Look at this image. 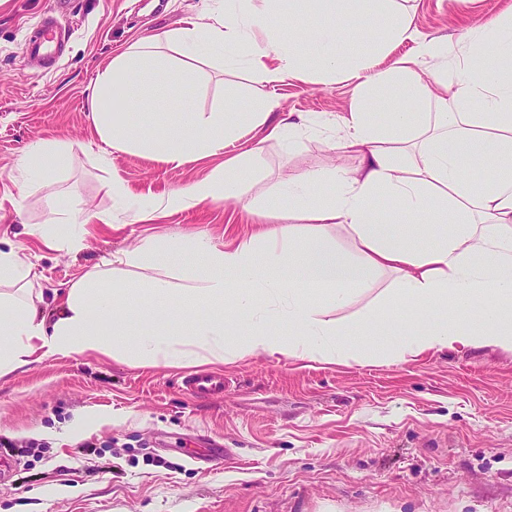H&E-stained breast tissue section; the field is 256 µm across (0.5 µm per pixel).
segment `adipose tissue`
Returning a JSON list of instances; mask_svg holds the SVG:
<instances>
[{"label":"adipose tissue","mask_w":512,"mask_h":512,"mask_svg":"<svg viewBox=\"0 0 512 512\" xmlns=\"http://www.w3.org/2000/svg\"><path fill=\"white\" fill-rule=\"evenodd\" d=\"M305 11L311 27L295 26ZM385 18L376 26V18ZM361 26L372 56L353 60L339 46L346 28ZM318 40L316 55L298 52ZM412 40L416 60L373 72L376 57ZM493 52L488 68L474 62ZM225 65L273 85L285 77L316 72L356 80L349 112L336 118L338 150L355 154L351 169H309L290 176L279 191L288 202V226L232 244L204 235L183 242L146 241L103 259L72 283L52 317L41 307L34 264L22 248L0 247V378L55 357L97 353L141 366L233 364L255 354L340 363L349 336H367L381 312L401 316L413 309L435 314L396 347H371L372 355L399 362L435 350L495 347L512 350V10L486 28L468 33L457 48L423 37L398 0H209L186 25L143 38L113 59L91 88L90 117L110 148L144 151L175 165L223 151L242 130L262 125L277 101L260 94L248 108L187 111L177 125L157 129L130 121L153 109L152 87L180 92L186 76ZM400 89L417 109L379 115L375 102ZM69 158L66 147L40 142L23 152L20 168L48 180ZM252 150L208 179L169 193L168 209L212 200H242L241 174L260 162ZM492 164L476 181L466 168ZM330 184V193L315 189ZM391 198L407 218L393 232L376 200ZM113 214L70 216L67 231L41 229L47 245L78 250L84 224L112 223ZM344 230L353 251L336 250L331 229ZM173 257L175 275L154 274L160 255ZM140 270L137 283L125 268ZM394 279L375 305L346 319L332 311L371 290L379 276ZM212 300L206 314L190 312L180 292ZM144 306L134 327L122 307L130 297ZM481 302V323L471 307ZM238 330H231L225 313ZM169 316L181 323L166 324Z\"/></svg>","instance_id":"ef3b65f1"}]
</instances>
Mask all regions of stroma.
Wrapping results in <instances>:
<instances>
[{
    "label": "stroma",
    "mask_w": 512,
    "mask_h": 512,
    "mask_svg": "<svg viewBox=\"0 0 512 512\" xmlns=\"http://www.w3.org/2000/svg\"><path fill=\"white\" fill-rule=\"evenodd\" d=\"M51 0H0V238L26 249L46 297L65 294L102 256L148 239L200 234L231 243L288 213L281 182L306 169L356 166L333 150L334 121L355 83L289 77L262 87L223 60L198 72L147 116L168 125L266 93L281 106L218 154L176 167L159 158L104 153L90 119L93 81L130 43L182 27L201 0H70L73 32L50 68L26 41ZM425 37L465 41L512 0H399ZM311 119L292 146L269 138L287 115ZM39 141L72 154L49 185L16 165ZM261 146L246 199L182 211L163 194ZM147 205L133 224H89L78 251L37 236L71 212H112V181ZM224 394L197 397L186 367L137 366L100 355L45 360L0 378V512H512V351H429L393 363L328 364L257 355L220 366ZM229 454L213 459L214 446Z\"/></svg>",
    "instance_id": "obj_1"
}]
</instances>
